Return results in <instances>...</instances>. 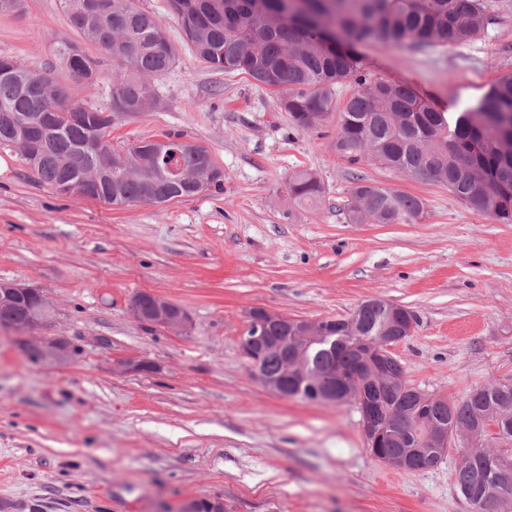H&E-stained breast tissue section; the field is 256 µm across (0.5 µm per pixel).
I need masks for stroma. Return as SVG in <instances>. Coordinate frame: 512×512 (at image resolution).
<instances>
[{
  "label": "stroma",
  "instance_id": "stroma-1",
  "mask_svg": "<svg viewBox=\"0 0 512 512\" xmlns=\"http://www.w3.org/2000/svg\"><path fill=\"white\" fill-rule=\"evenodd\" d=\"M491 22L464 45H371L368 75L410 83L445 106L480 96L512 72V0H489ZM178 63L151 87L158 108L117 118L113 145L181 133L207 147L222 187L161 206L115 208L40 183L0 147V281L40 288L43 332L78 349L36 363L0 333V512H178L192 499L224 512H472L458 496L460 449L427 471L373 457L355 402L286 399L250 374L240 341L253 309L318 321L381 298L413 310L396 348L405 378L451 399L512 383V224L468 210L447 187L336 152V121L298 131L279 97L199 62L167 13ZM73 31L59 0L0 14V56L37 71L56 64ZM307 169L323 199L298 205L288 176ZM414 195L410 224H353L352 173ZM151 291L186 308L180 331L136 319ZM141 356L154 373L120 372Z\"/></svg>",
  "mask_w": 512,
  "mask_h": 512
}]
</instances>
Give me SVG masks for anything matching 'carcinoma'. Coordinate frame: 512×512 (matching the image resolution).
I'll use <instances>...</instances> for the list:
<instances>
[{"mask_svg":"<svg viewBox=\"0 0 512 512\" xmlns=\"http://www.w3.org/2000/svg\"><path fill=\"white\" fill-rule=\"evenodd\" d=\"M183 40L214 72L243 74L282 94L281 111L294 128L309 130L337 117L336 152L351 164L369 159L399 175L448 187L468 209L503 224L512 223V73L498 77L462 108L450 112L419 96L405 82L373 78L363 69L358 48L380 44L419 47L459 45L477 39L490 24L488 0H167ZM70 27L84 42L112 52L117 65L110 101L123 109L89 104L51 71L34 73L15 59L0 73V115L13 121L54 113L57 135L51 148L29 169L61 194L99 182L96 200L110 206L144 201L154 183L163 203L193 197L203 179L220 188L210 169L208 149L164 134L167 150L155 140L112 146L113 117L157 106L151 81L177 61L162 20L136 0H61ZM56 60L80 87L93 83L97 62L71 39L56 41ZM354 86L343 103L338 86ZM347 216L352 224H408L422 216L421 199L353 178ZM325 186L312 171L288 176V198L315 203ZM415 315L403 305L373 299L346 319L324 326L346 342L332 354L313 345L312 366L320 375L333 365H350L360 336L387 335ZM399 358L384 362L360 385L386 423L406 437L381 448L383 457L407 460L405 470L438 466L446 448H424V460L409 457L417 445L410 419L448 429L452 435L484 419L497 421L498 436L465 450L455 472L458 493L473 512H488L485 498L495 490L500 512H512V482L496 485L495 462L512 459V384L489 383L452 403L423 393L404 379Z\"/></svg>","mask_w":512,"mask_h":512,"instance_id":"obj_1","label":"carcinoma"}]
</instances>
